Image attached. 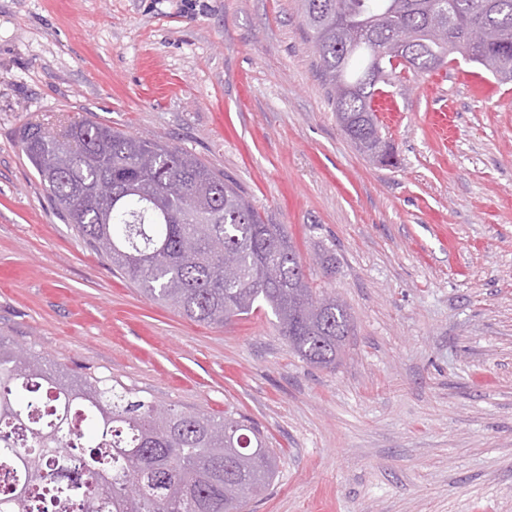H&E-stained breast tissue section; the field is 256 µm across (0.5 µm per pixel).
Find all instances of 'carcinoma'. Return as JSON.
<instances>
[{"label": "carcinoma", "mask_w": 512, "mask_h": 512, "mask_svg": "<svg viewBox=\"0 0 512 512\" xmlns=\"http://www.w3.org/2000/svg\"><path fill=\"white\" fill-rule=\"evenodd\" d=\"M336 120L372 162H390L375 99L408 68L458 54L512 82V0H301ZM480 25L486 38L470 41ZM409 32L411 59L392 50ZM39 183L82 239L150 300L208 325L264 312L303 360L336 366L351 315L309 286L284 225L180 145L82 117L59 135L19 132ZM112 179L114 198L96 195ZM0 512H241L277 468L260 431L157 407L51 365L0 336ZM129 483L142 485L133 495Z\"/></svg>", "instance_id": "obj_1"}]
</instances>
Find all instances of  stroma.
Returning a JSON list of instances; mask_svg holds the SVG:
<instances>
[{
    "instance_id": "1",
    "label": "stroma",
    "mask_w": 512,
    "mask_h": 512,
    "mask_svg": "<svg viewBox=\"0 0 512 512\" xmlns=\"http://www.w3.org/2000/svg\"><path fill=\"white\" fill-rule=\"evenodd\" d=\"M88 116L171 140L284 225L348 308L335 367L261 314L147 299L65 224L18 141ZM394 163L341 131L300 0H0V335L278 457L244 512H512V83L407 71Z\"/></svg>"
}]
</instances>
